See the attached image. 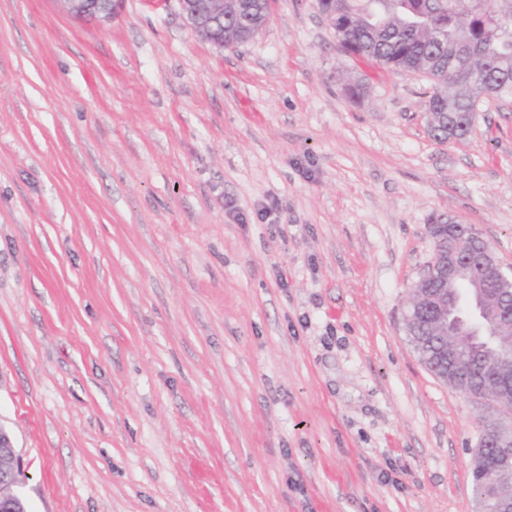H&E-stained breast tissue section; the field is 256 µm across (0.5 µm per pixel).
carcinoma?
Returning <instances> with one entry per match:
<instances>
[{
  "instance_id": "obj_1",
  "label": "carcinoma",
  "mask_w": 512,
  "mask_h": 512,
  "mask_svg": "<svg viewBox=\"0 0 512 512\" xmlns=\"http://www.w3.org/2000/svg\"><path fill=\"white\" fill-rule=\"evenodd\" d=\"M329 5L336 9L339 44L382 66L435 83L428 111L448 113V124L435 123L434 138L465 137L481 97H512V0H504L495 15L474 8L472 0H329ZM268 10V0H246L242 14L215 24L214 39L226 46L247 42L267 22ZM498 294L499 316L511 320L512 282H503ZM448 295L450 305L464 312L481 302L468 273L448 285ZM405 327L420 358L428 360L430 372L458 374L460 395L467 398L469 391L482 388L512 398V374L492 371L500 358L512 359V335H499L496 320L483 321L478 336L468 331L451 342L429 316L409 311ZM487 473L497 477L499 487L511 490L512 456L487 448L480 471L472 472L476 498L487 512H497Z\"/></svg>"
}]
</instances>
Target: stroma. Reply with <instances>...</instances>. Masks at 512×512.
Returning a JSON list of instances; mask_svg holds the SVG:
<instances>
[{
	"instance_id": "35a3bbf8",
	"label": "stroma",
	"mask_w": 512,
	"mask_h": 512,
	"mask_svg": "<svg viewBox=\"0 0 512 512\" xmlns=\"http://www.w3.org/2000/svg\"><path fill=\"white\" fill-rule=\"evenodd\" d=\"M368 85L350 99L346 80ZM431 82L318 0L252 40L176 0H0V424L29 512H479L481 403L405 332L430 224L512 269V98ZM101 7H109L112 5V10L108 12L100 11L97 8V0H62L65 8L73 16L77 18L92 19L98 22L110 21L116 12L117 6L121 1L119 0H98Z\"/></svg>"
}]
</instances>
